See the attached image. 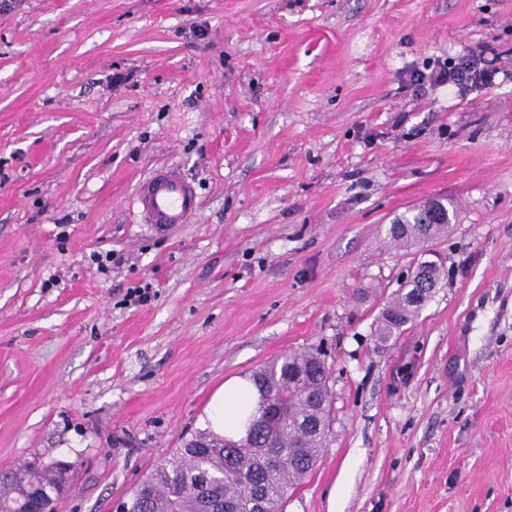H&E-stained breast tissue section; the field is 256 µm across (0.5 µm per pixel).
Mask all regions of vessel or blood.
I'll use <instances>...</instances> for the list:
<instances>
[{
	"mask_svg": "<svg viewBox=\"0 0 512 512\" xmlns=\"http://www.w3.org/2000/svg\"><path fill=\"white\" fill-rule=\"evenodd\" d=\"M134 197L148 222L162 232L188 223L199 211L196 189L175 167L152 171L137 184Z\"/></svg>",
	"mask_w": 512,
	"mask_h": 512,
	"instance_id": "obj_1",
	"label": "vessel or blood"
}]
</instances>
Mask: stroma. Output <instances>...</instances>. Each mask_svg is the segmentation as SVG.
Returning a JSON list of instances; mask_svg holds the SVG:
<instances>
[{
  "label": "stroma",
  "mask_w": 512,
  "mask_h": 512,
  "mask_svg": "<svg viewBox=\"0 0 512 512\" xmlns=\"http://www.w3.org/2000/svg\"><path fill=\"white\" fill-rule=\"evenodd\" d=\"M481 46L490 84H412ZM162 165L201 198L168 234L133 204ZM433 200L444 274L379 343L387 229ZM308 349L332 424L285 512H512V0H8L0 470L71 462L61 512H115Z\"/></svg>",
  "instance_id": "stroma-1"
}]
</instances>
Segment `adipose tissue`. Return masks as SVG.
Instances as JSON below:
<instances>
[{
	"mask_svg": "<svg viewBox=\"0 0 512 512\" xmlns=\"http://www.w3.org/2000/svg\"><path fill=\"white\" fill-rule=\"evenodd\" d=\"M257 405L258 393L249 380L229 378L206 406L204 425L220 435H243L246 417Z\"/></svg>",
	"mask_w": 512,
	"mask_h": 512,
	"instance_id": "1",
	"label": "adipose tissue"
}]
</instances>
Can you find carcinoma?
I'll list each match as a JSON object with an SVG mask.
<instances>
[{"label": "carcinoma", "mask_w": 512, "mask_h": 512, "mask_svg": "<svg viewBox=\"0 0 512 512\" xmlns=\"http://www.w3.org/2000/svg\"><path fill=\"white\" fill-rule=\"evenodd\" d=\"M445 206L430 201L389 225L392 242L412 247L414 271L387 301L376 329L386 343L403 332L423 308V291L437 286L443 267L428 263L424 244L448 233ZM330 367L318 351L285 354L256 371L251 381L260 403L244 436L234 439L199 430L162 460L124 506L128 512H247L254 496L265 512H284L293 492L315 469L327 440L332 410ZM63 475L0 473V512L46 508L61 490Z\"/></svg>", "instance_id": "carcinoma-1"}]
</instances>
